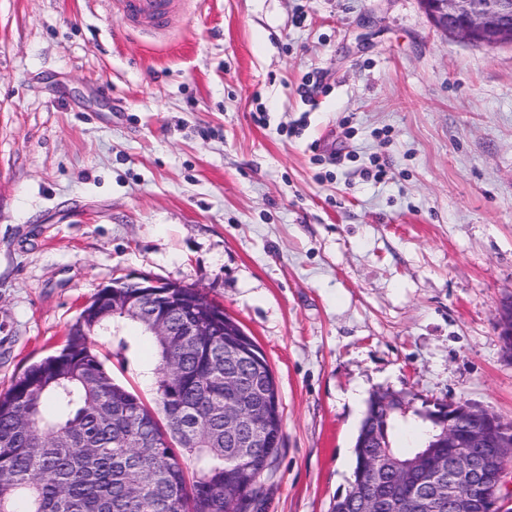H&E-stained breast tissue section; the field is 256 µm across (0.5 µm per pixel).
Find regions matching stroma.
<instances>
[{
	"label": "stroma",
	"mask_w": 512,
	"mask_h": 512,
	"mask_svg": "<svg viewBox=\"0 0 512 512\" xmlns=\"http://www.w3.org/2000/svg\"><path fill=\"white\" fill-rule=\"evenodd\" d=\"M138 275L264 351L262 512H329L374 394L512 419V45L419 0H178L149 35L111 0H0V390ZM97 345L154 406L147 354Z\"/></svg>",
	"instance_id": "35a3bbf8"
}]
</instances>
